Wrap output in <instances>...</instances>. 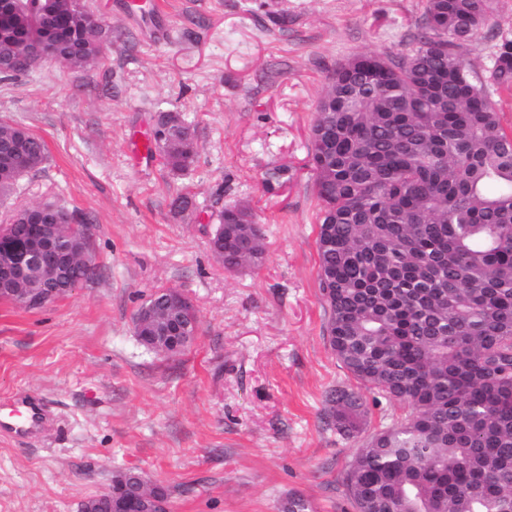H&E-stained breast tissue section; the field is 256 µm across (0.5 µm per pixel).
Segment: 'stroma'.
Wrapping results in <instances>:
<instances>
[{
	"label": "stroma",
	"mask_w": 512,
	"mask_h": 512,
	"mask_svg": "<svg viewBox=\"0 0 512 512\" xmlns=\"http://www.w3.org/2000/svg\"><path fill=\"white\" fill-rule=\"evenodd\" d=\"M83 0L108 36L85 67L47 61L0 79V119L46 146L38 171L0 197L52 201L91 228L93 280L37 310L0 300V401L19 390L56 414L44 437L0 436V512H79L129 467L169 487L171 512H279L291 492L346 512L340 472L364 436L400 420L365 403L337 432L327 398L356 388L327 339L319 288L310 130L332 70L411 42L424 0ZM159 112L197 129L186 171L160 152L137 163L133 130ZM190 207L172 210L171 200ZM253 214L260 265L234 272L210 252L211 215ZM176 288L200 315L176 357L146 349L132 318Z\"/></svg>",
	"instance_id": "1"
}]
</instances>
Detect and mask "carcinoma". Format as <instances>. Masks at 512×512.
<instances>
[{
  "label": "carcinoma",
  "mask_w": 512,
  "mask_h": 512,
  "mask_svg": "<svg viewBox=\"0 0 512 512\" xmlns=\"http://www.w3.org/2000/svg\"><path fill=\"white\" fill-rule=\"evenodd\" d=\"M500 26L491 0H425L405 52L355 54L327 77L312 127L319 202L318 279L329 309L328 343L368 392L407 410L370 434L340 475L354 512H512V134L493 95H512V34L499 33L485 74L460 51ZM98 60L96 32L82 31ZM27 139L29 173L43 140L0 121V146ZM151 138L166 165L184 171L197 155L196 128L178 112L158 115ZM17 207L3 244L22 246ZM220 261L258 264L262 234L237 208L217 214ZM95 268L75 261L55 276L33 273L23 288H63ZM198 312L168 321L198 332ZM346 435L364 415L363 396H331ZM142 471L112 487L139 496ZM279 512H315L290 493Z\"/></svg>",
  "instance_id": "1"
}]
</instances>
